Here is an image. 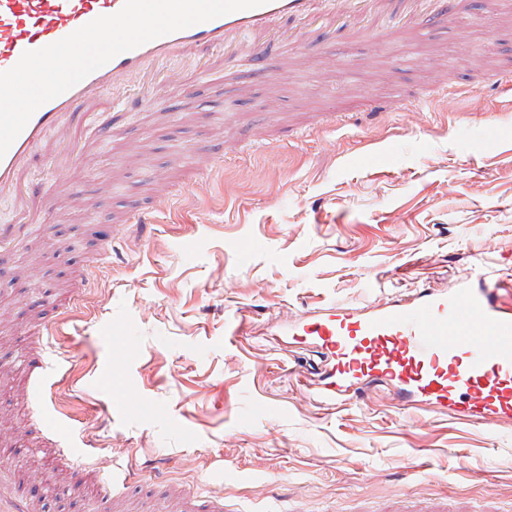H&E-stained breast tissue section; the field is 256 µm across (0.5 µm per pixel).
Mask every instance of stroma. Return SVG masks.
<instances>
[{
  "mask_svg": "<svg viewBox=\"0 0 512 512\" xmlns=\"http://www.w3.org/2000/svg\"><path fill=\"white\" fill-rule=\"evenodd\" d=\"M351 29L279 20L298 41L261 72L200 51L157 75L164 112L103 93L69 123L84 161L55 172L47 138L30 160L42 203L0 200V224L31 225L0 264V465L42 512L102 496L25 427L31 335L54 304L70 364L51 400L94 460L142 481L112 512H182L201 488L224 512H512V426L411 412L385 383L317 406L301 383L331 363L292 337L340 307L472 285L477 264L512 279V0ZM393 95L401 110L362 109ZM134 205L155 223L100 255Z\"/></svg>",
  "mask_w": 512,
  "mask_h": 512,
  "instance_id": "stroma-1",
  "label": "stroma"
}]
</instances>
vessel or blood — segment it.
I'll return each instance as SVG.
<instances>
[{
  "mask_svg": "<svg viewBox=\"0 0 512 512\" xmlns=\"http://www.w3.org/2000/svg\"><path fill=\"white\" fill-rule=\"evenodd\" d=\"M316 0H267L266 4L235 11L175 31L121 53L73 87L43 103L0 157V198L26 209L44 194L28 170L29 158L47 134L58 131L64 118H75L101 92L119 93L133 79L162 65L174 53L201 47H223L231 38L249 34L251 55L260 59L270 38V26L293 17L312 19ZM356 12L374 17L408 15L417 0H351ZM124 0H0V72L14 67L24 52L55 43L101 15L121 10ZM503 281L458 290L451 294L420 291L410 303L367 305L364 311L340 309L302 326L322 353L336 361L330 382L310 389L319 405L345 401L352 387L390 384L403 406L435 411L451 409L460 419L512 425V311L502 309L498 292ZM51 337L39 339L38 374L31 384L34 398L51 393L45 351L57 367L67 355L53 352ZM44 438L59 445L60 456L82 467L84 451L68 447L69 424L57 409L42 408ZM99 483L110 496L133 491L132 472L120 463L95 466ZM0 512H40L34 496L15 488L0 471Z\"/></svg>",
  "mask_w": 512,
  "mask_h": 512,
  "instance_id": "obj_1",
  "label": "vessel or blood"
}]
</instances>
